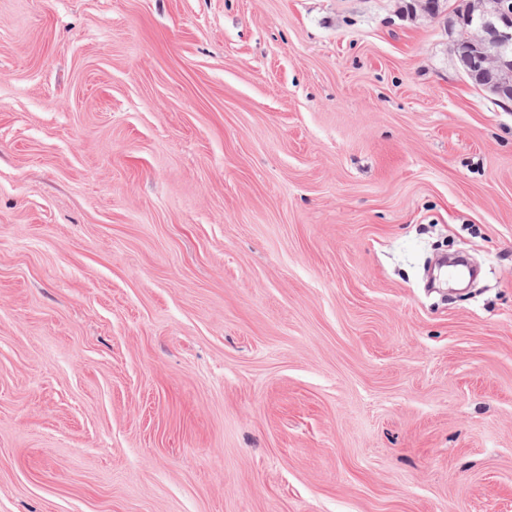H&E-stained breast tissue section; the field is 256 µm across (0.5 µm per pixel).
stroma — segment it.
Here are the masks:
<instances>
[{
	"instance_id": "1",
	"label": "stroma",
	"mask_w": 512,
	"mask_h": 512,
	"mask_svg": "<svg viewBox=\"0 0 512 512\" xmlns=\"http://www.w3.org/2000/svg\"><path fill=\"white\" fill-rule=\"evenodd\" d=\"M406 0H0V512H512V102Z\"/></svg>"
}]
</instances>
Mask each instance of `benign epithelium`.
I'll return each mask as SVG.
<instances>
[{"label":"benign epithelium","mask_w":512,"mask_h":512,"mask_svg":"<svg viewBox=\"0 0 512 512\" xmlns=\"http://www.w3.org/2000/svg\"><path fill=\"white\" fill-rule=\"evenodd\" d=\"M475 26L469 45L454 48L468 73L504 102L512 99V5L507 0H464L455 26Z\"/></svg>","instance_id":"7a95c632"}]
</instances>
